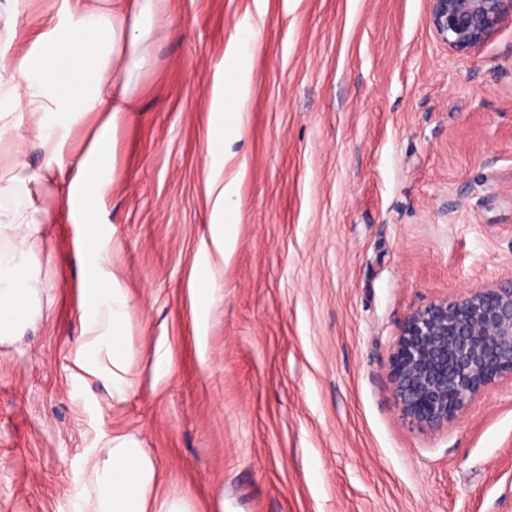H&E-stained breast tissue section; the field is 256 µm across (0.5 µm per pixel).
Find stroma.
I'll list each match as a JSON object with an SVG mask.
<instances>
[{
	"label": "stroma",
	"instance_id": "obj_1",
	"mask_svg": "<svg viewBox=\"0 0 512 512\" xmlns=\"http://www.w3.org/2000/svg\"><path fill=\"white\" fill-rule=\"evenodd\" d=\"M60 0H27L29 49ZM429 0H161L100 204L129 300L128 399L70 376L79 230L48 225L51 306L0 346V512H75L98 437L135 434L195 512H512V383L453 423L395 405L389 344L430 301L512 283V23L450 54ZM251 50H231L243 26ZM223 78L229 255L205 333L189 290L215 200L202 147ZM170 377L153 370L158 346Z\"/></svg>",
	"mask_w": 512,
	"mask_h": 512
}]
</instances>
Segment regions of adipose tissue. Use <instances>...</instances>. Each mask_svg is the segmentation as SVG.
Wrapping results in <instances>:
<instances>
[{"label": "adipose tissue", "instance_id": "ef3b65f1", "mask_svg": "<svg viewBox=\"0 0 512 512\" xmlns=\"http://www.w3.org/2000/svg\"><path fill=\"white\" fill-rule=\"evenodd\" d=\"M63 14L44 19L30 49L0 67V141L28 137L45 156L31 169L22 152L0 166V345L20 342L49 308L42 274L46 226L61 210L83 222L73 260L80 273V335L71 347L74 381L100 384L108 402L133 390L128 339L130 302L112 271V247L94 221L112 188L117 118L131 107V75L149 64L145 43L154 30L157 0H64ZM244 86L225 80L213 91L204 159L220 177L224 142L240 129ZM100 113L81 148L72 134ZM76 512H194L182 495L163 491L153 455L135 435L101 436L83 459Z\"/></svg>", "mask_w": 512, "mask_h": 512}]
</instances>
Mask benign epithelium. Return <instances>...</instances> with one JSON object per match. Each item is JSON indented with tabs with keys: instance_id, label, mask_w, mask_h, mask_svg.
Wrapping results in <instances>:
<instances>
[{
	"instance_id": "obj_1",
	"label": "benign epithelium",
	"mask_w": 512,
	"mask_h": 512,
	"mask_svg": "<svg viewBox=\"0 0 512 512\" xmlns=\"http://www.w3.org/2000/svg\"><path fill=\"white\" fill-rule=\"evenodd\" d=\"M429 2L430 26L455 54L482 47L512 21V0ZM504 379L512 381V285L471 288L418 307L390 346L393 399L419 428L456 420Z\"/></svg>"
}]
</instances>
